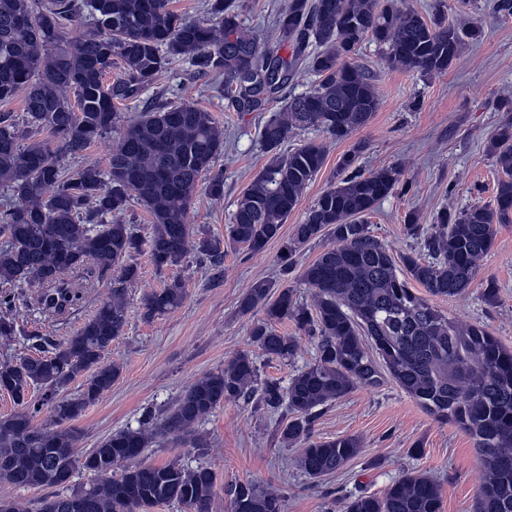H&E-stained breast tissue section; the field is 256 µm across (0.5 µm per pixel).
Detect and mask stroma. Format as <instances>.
<instances>
[{"instance_id":"35a3bbf8","label":"stroma","mask_w":512,"mask_h":512,"mask_svg":"<svg viewBox=\"0 0 512 512\" xmlns=\"http://www.w3.org/2000/svg\"><path fill=\"white\" fill-rule=\"evenodd\" d=\"M403 2L423 15L443 10L449 24L478 26L481 36L466 41L452 66L434 76L390 68L383 49L364 40L352 60L376 74L379 109L367 126L346 140L327 141L315 130L299 132L288 140L285 148L289 151L311 141L323 142L326 162L289 214L280 238L262 251L227 248L220 276L192 259L159 271L147 255L136 256L140 277L129 290L127 323L106 355L107 361L122 364L123 370L111 389L76 420L79 450L97 447L113 432L137 426L145 414L161 416L195 379L223 369L238 354L252 353L261 378L284 384L314 361L313 342L287 320L276 328L298 336L297 355L288 361L264 356L250 340L252 324L264 313L240 314L238 304L248 288L263 280L288 283L299 302L311 303L313 292L300 274L322 252L324 243L330 242V235L301 250L289 273H282L277 258L294 225L302 223L317 197L336 183L339 161L354 145L362 147L355 163L357 172L366 175L392 165L402 169L400 184L367 218L372 233L390 246L394 256L419 248L418 240L405 231L408 215L429 225L445 207L493 206L503 172L488 145L512 117L499 107L501 99L512 100V14L499 11L497 0ZM233 3L242 26L265 41L273 36L277 14L288 0ZM225 87L223 76L200 75L191 61H179L137 98L118 106L128 120L147 109L182 103L212 112L224 130V152L217 161L224 171V197L216 202L198 193L191 222L220 241L238 199L269 161L260 141L265 113L238 110ZM176 277L188 286L184 303L164 316L144 318L143 295ZM489 281L499 289V302L493 308L481 297ZM109 287L105 280L95 283L86 289L80 306L54 322L28 306L30 289L19 288L12 315L27 332L61 339L77 331L107 297ZM435 304L449 317L486 326L512 347V223L498 225L493 247L468 291L459 297L436 299ZM287 418L286 411L272 413L253 401H227L197 426L198 434L209 443L204 451L170 444L147 449L145 459L156 465L176 459L191 468L209 467L215 474L212 512H230L226 487L250 481L280 494L284 512H331L336 501L358 491L382 493L408 470L440 483L441 512H475L483 473L472 438L453 423L435 420L396 384L389 382L377 390L355 388L322 411L314 423L315 438L356 436L363 448L343 468L319 479L301 470L300 448L279 443L275 429ZM417 444L422 447L421 455L409 456L408 448Z\"/></svg>"}]
</instances>
